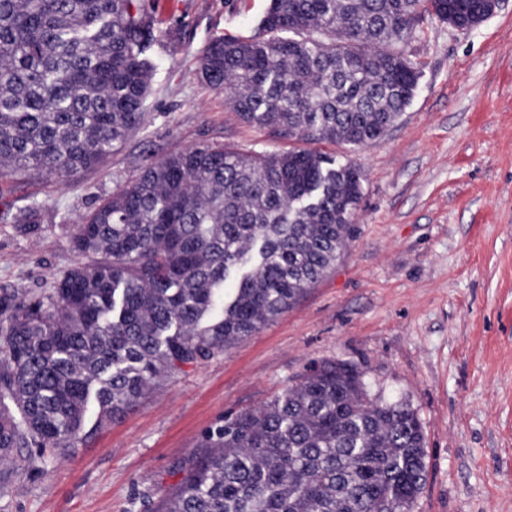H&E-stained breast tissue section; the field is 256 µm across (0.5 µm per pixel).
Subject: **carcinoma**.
<instances>
[{
	"mask_svg": "<svg viewBox=\"0 0 512 512\" xmlns=\"http://www.w3.org/2000/svg\"><path fill=\"white\" fill-rule=\"evenodd\" d=\"M485 0H270L257 32L212 39L205 83L246 123L311 143L382 138L413 98L425 16ZM153 0H0V179L65 183L142 123ZM363 174L317 150L198 145L147 163L75 225L78 261L0 289V484L79 448L151 391L294 307L352 236ZM37 235L40 213L14 215ZM94 425L86 428L90 416ZM155 512H408L425 483L416 411L324 362L202 433Z\"/></svg>",
	"mask_w": 512,
	"mask_h": 512,
	"instance_id": "carcinoma-1",
	"label": "carcinoma"
}]
</instances>
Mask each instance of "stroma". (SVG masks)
Wrapping results in <instances>:
<instances>
[{"instance_id":"1","label":"stroma","mask_w":512,"mask_h":512,"mask_svg":"<svg viewBox=\"0 0 512 512\" xmlns=\"http://www.w3.org/2000/svg\"><path fill=\"white\" fill-rule=\"evenodd\" d=\"M141 128L98 170L58 185L0 180V213L33 206L37 236L0 221V288L39 291L77 261L74 227L149 161L201 144L285 152L305 141L242 121L200 76L213 37H247L268 0H171ZM406 50L416 94L380 140L320 144L364 174L355 232L288 312L154 390L122 423L0 488V512H153L202 431L258 408L312 364L366 373L405 400L427 443L411 512H512V0L478 26L425 19Z\"/></svg>"}]
</instances>
